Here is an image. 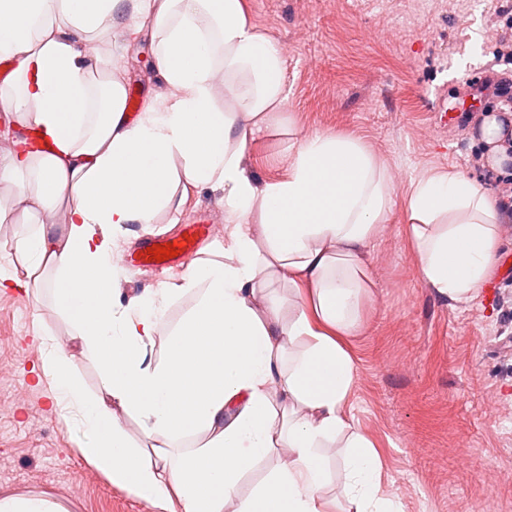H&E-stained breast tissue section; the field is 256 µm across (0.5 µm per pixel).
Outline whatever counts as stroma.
I'll return each mask as SVG.
<instances>
[{"label": "stroma", "instance_id": "1", "mask_svg": "<svg viewBox=\"0 0 512 512\" xmlns=\"http://www.w3.org/2000/svg\"><path fill=\"white\" fill-rule=\"evenodd\" d=\"M505 3L246 0L253 23L288 48L285 125L359 138L394 183L392 212L366 250L374 286L345 345L356 365L347 415L372 440L382 494L397 512H512V274L497 267L490 289L472 299L439 297L419 274L407 214L409 185L428 172L453 169L491 189L500 180L475 165V125L460 102L467 84L508 68L486 38ZM118 62L130 97L161 92L149 40ZM446 105L454 112L444 122ZM287 145L278 130L249 147L257 180L284 176ZM202 215L219 233L201 242L195 258L223 261L220 189L189 191L177 223L163 213L150 226L102 225L97 233L117 253L134 248L140 235H173ZM182 276L121 269L114 302L127 306ZM43 336L65 350L88 392L101 391L97 361L50 295L34 300L0 288V498L48 497L65 512H156L78 453L71 424L37 381Z\"/></svg>", "mask_w": 512, "mask_h": 512}]
</instances>
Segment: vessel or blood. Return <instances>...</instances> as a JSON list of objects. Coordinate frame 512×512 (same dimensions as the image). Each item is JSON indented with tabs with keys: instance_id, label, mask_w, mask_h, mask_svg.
Segmentation results:
<instances>
[{
	"instance_id": "vessel-or-blood-1",
	"label": "vessel or blood",
	"mask_w": 512,
	"mask_h": 512,
	"mask_svg": "<svg viewBox=\"0 0 512 512\" xmlns=\"http://www.w3.org/2000/svg\"><path fill=\"white\" fill-rule=\"evenodd\" d=\"M216 231V226L208 217H200L195 223L183 225L180 232L171 236L155 235L144 238L140 247L133 254L121 255L119 263L141 270H149L159 273L169 269H178L193 256L198 250L202 239L211 237ZM177 243L181 246L178 256L164 261L151 258L148 249L157 244Z\"/></svg>"
}]
</instances>
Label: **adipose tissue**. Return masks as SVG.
<instances>
[{"instance_id":"1","label":"adipose tissue","mask_w":512,"mask_h":512,"mask_svg":"<svg viewBox=\"0 0 512 512\" xmlns=\"http://www.w3.org/2000/svg\"><path fill=\"white\" fill-rule=\"evenodd\" d=\"M121 0H0V121L32 138L0 154V184L26 201L0 209V223L26 229L0 288L36 295L49 288L73 336L101 365L104 396L88 397L52 337L40 339L38 380L52 392L85 462L157 512H224L244 474L278 448L288 459L237 512H328L321 449L344 438L345 473L335 512H395L380 495L372 442L352 431L344 407L356 378L341 337L358 326L373 286L368 244L392 207L386 168L358 138L313 133L293 138L285 176L259 182L249 146L284 111L286 61L250 20L244 0H135L125 43L149 33L165 87L127 117V79L84 45L102 37ZM512 120L492 112L479 139L486 161L506 171ZM224 190L225 259L192 263L180 283L112 300V246L98 225L119 229L179 212L188 189ZM65 205L60 235L37 222ZM409 234L419 272L451 300L479 294L494 272L501 213L495 195L458 171L412 182ZM277 280L302 294L291 317L264 292ZM194 293L152 365L142 345L169 302ZM298 354L283 367L287 346ZM133 412L148 446L132 447L112 414ZM205 444L176 455L185 431Z\"/></svg>"}]
</instances>
